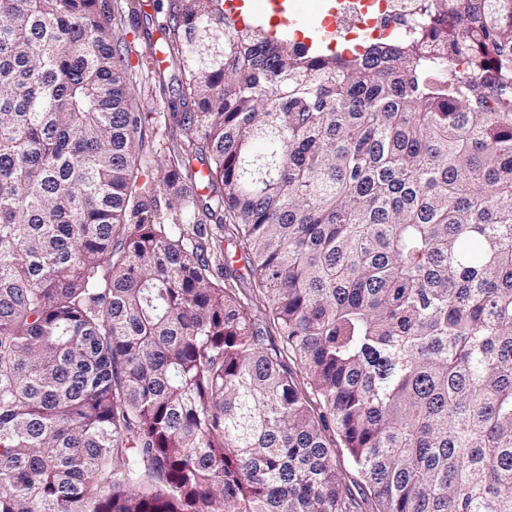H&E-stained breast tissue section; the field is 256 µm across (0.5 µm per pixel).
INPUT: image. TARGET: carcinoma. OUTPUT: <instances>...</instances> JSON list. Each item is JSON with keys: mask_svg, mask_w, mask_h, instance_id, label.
I'll return each mask as SVG.
<instances>
[{"mask_svg": "<svg viewBox=\"0 0 512 512\" xmlns=\"http://www.w3.org/2000/svg\"><path fill=\"white\" fill-rule=\"evenodd\" d=\"M118 21L0 0V512H356L332 430L379 512H512V0L351 55L171 0L182 224ZM232 266L234 269H239L240 274H244V279L237 280L233 274L231 276V280H229L233 288L236 289L237 297L240 299L244 311L247 313L251 312L253 315H259L255 305L257 304L255 302V295H257V292L254 287L253 279L247 275L243 268V263L240 260L232 263Z\"/></svg>", "mask_w": 512, "mask_h": 512, "instance_id": "obj_1", "label": "carcinoma"}]
</instances>
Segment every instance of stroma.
<instances>
[{
	"label": "stroma",
	"mask_w": 512,
	"mask_h": 512,
	"mask_svg": "<svg viewBox=\"0 0 512 512\" xmlns=\"http://www.w3.org/2000/svg\"><path fill=\"white\" fill-rule=\"evenodd\" d=\"M123 27L120 37L128 50L131 64L136 69L132 92L143 111L149 112L151 121L144 132L142 155L151 161V186L160 201L156 219L164 224L180 223L183 215L179 201V187L164 183V171L156 159V145L168 133L164 118L173 112L179 102L181 72L174 62L161 67L151 66L148 58L152 47L162 40V25L167 14L158 0H121Z\"/></svg>",
	"instance_id": "stroma-1"
}]
</instances>
